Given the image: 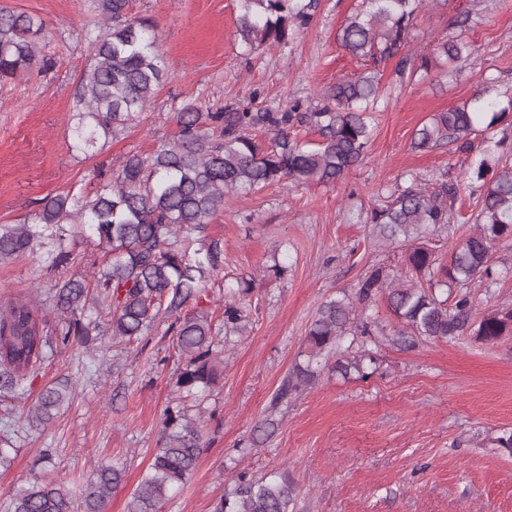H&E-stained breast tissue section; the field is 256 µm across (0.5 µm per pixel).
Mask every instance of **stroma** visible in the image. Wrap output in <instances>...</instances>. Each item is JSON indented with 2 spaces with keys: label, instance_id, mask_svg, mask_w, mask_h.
Returning a JSON list of instances; mask_svg holds the SVG:
<instances>
[{
  "label": "stroma",
  "instance_id": "obj_1",
  "mask_svg": "<svg viewBox=\"0 0 512 512\" xmlns=\"http://www.w3.org/2000/svg\"><path fill=\"white\" fill-rule=\"evenodd\" d=\"M1 7L44 21L45 52L56 65L0 85V224L23 223L43 198L92 193L94 169L129 154L150 155L173 139L185 104L217 110L312 102L362 69L338 39L361 0H320L311 25L288 45L252 54L238 39V0H131V14L156 27L167 73L147 110L86 156L72 147L73 97L88 65L87 38L103 28L98 0H0ZM461 31L473 48L465 66L425 77L397 75L392 61L380 67L384 98L376 131L366 158L345 178L225 197L207 229L224 246V273L186 309H204L222 327L225 280L249 278L242 299L247 333L224 349L219 385L202 404L203 452L162 512H214L239 474L257 479L275 472L297 486L293 512H512V454L493 442L512 429V336L396 345L390 335L398 320L381 296L369 311L384 330L372 346L369 377H341L326 362L287 404L271 405L304 357L318 306L353 294L371 267L402 269L404 246L379 240L362 219L380 195L406 185L412 174L460 184L455 209L464 223L455 233H470L474 200L465 173L472 154L444 146L418 150L411 141L431 116L470 101L483 86L499 100L512 96V0H431L403 52L419 61L439 39ZM276 262L283 275H264L263 267ZM52 277L35 253L0 262V295L30 294ZM469 294L481 313L512 307V270L495 284L474 281ZM167 328L160 323L131 342L101 337L86 371L56 357L25 395L0 401V431L9 425L15 432L13 461L0 467V500L36 478L85 482L105 463L124 474L106 512H126L163 443L164 411L177 404L180 358ZM71 373L79 376L71 403L46 429L28 428L26 406ZM269 416L275 430L258 438L256 428ZM45 448L52 460L42 464Z\"/></svg>",
  "mask_w": 512,
  "mask_h": 512
}]
</instances>
